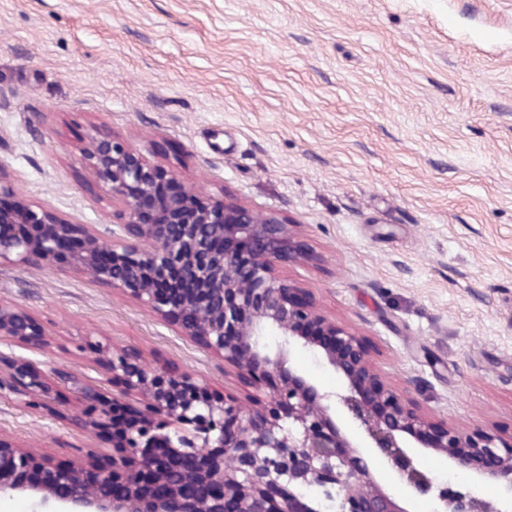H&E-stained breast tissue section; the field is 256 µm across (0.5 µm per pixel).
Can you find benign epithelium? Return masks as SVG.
<instances>
[{
    "instance_id": "7a95c632",
    "label": "benign epithelium",
    "mask_w": 512,
    "mask_h": 512,
    "mask_svg": "<svg viewBox=\"0 0 512 512\" xmlns=\"http://www.w3.org/2000/svg\"><path fill=\"white\" fill-rule=\"evenodd\" d=\"M93 181L112 199L117 242L103 250L83 224L25 200L0 163V261L57 263L89 270L177 326L180 335L237 368L266 399L249 408L216 393L191 371L146 369L140 358L114 351L105 361L122 392L110 400L65 376L90 421L116 453L64 464L0 441V496L27 497L41 512H412L374 477L368 458L336 420L341 408L363 429L415 495H430L439 512H512V438L440 425L381 377L359 337L322 315L305 289L282 278L279 265L316 264L278 215L207 195L141 155L125 137L92 128L79 148ZM176 187L157 195L160 181ZM215 239L251 244L248 250L211 247ZM277 337L274 347L263 343ZM47 344L39 323L0 301V396L26 409L58 402L37 363L5 350L38 351ZM298 348L312 352L343 381L322 392L291 364ZM142 405L111 438V408ZM409 448L448 457L484 482L505 484L487 502L458 485L435 483ZM314 488L310 497L306 490Z\"/></svg>"
}]
</instances>
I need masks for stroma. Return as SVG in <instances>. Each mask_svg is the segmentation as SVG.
Instances as JSON below:
<instances>
[{
    "instance_id": "obj_1",
    "label": "stroma",
    "mask_w": 512,
    "mask_h": 512,
    "mask_svg": "<svg viewBox=\"0 0 512 512\" xmlns=\"http://www.w3.org/2000/svg\"><path fill=\"white\" fill-rule=\"evenodd\" d=\"M94 126L193 189L295 223L320 261L280 275L363 340L385 382L437 423L512 434V0H0V162L25 199L108 244L112 201L79 160ZM0 300L43 327L41 369L103 396L90 341L256 394L87 272L5 261ZM81 415L0 398V440L61 462L111 452ZM415 461L484 500L504 493L445 456Z\"/></svg>"
}]
</instances>
